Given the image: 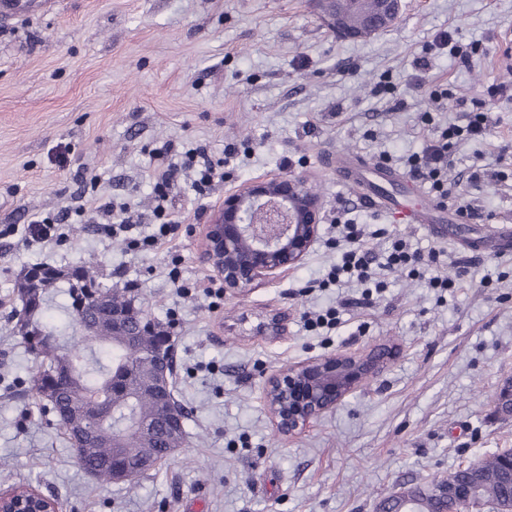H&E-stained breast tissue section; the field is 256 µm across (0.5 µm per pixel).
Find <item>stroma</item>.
Returning a JSON list of instances; mask_svg holds the SVG:
<instances>
[{"label": "stroma", "instance_id": "obj_1", "mask_svg": "<svg viewBox=\"0 0 512 512\" xmlns=\"http://www.w3.org/2000/svg\"><path fill=\"white\" fill-rule=\"evenodd\" d=\"M443 31L482 42L483 53L459 63L433 48ZM508 32L512 0H403L395 23L367 39L338 34L314 0H55L46 14L0 16V226L77 205L90 171L99 195L129 203L146 227L153 148L200 143L218 159L225 145L250 148L225 162L207 197L178 181L179 229L164 249L127 250L95 215L60 245L0 236V489L35 487L59 512H375L396 487L512 448V413L496 402L512 386V252L475 248L512 225V95L487 92L512 78ZM423 55L429 67L416 69ZM384 75L398 101L376 94ZM440 83L454 99H431ZM461 98L482 99L491 127L448 153V183L476 209L470 223L441 238L337 179L336 153L387 154L399 175L387 192L412 206L432 199L405 162L461 118ZM269 174L307 177L321 199L320 237L304 261L224 294L215 309L204 295L178 294L170 254L181 256L183 279L209 276L199 251L211 209ZM342 212L375 253L398 238L440 252L454 288L405 269L368 304L358 283L320 287L338 259ZM40 263L89 265L107 287L134 285L156 321L178 312L173 384L188 437L135 486L85 472L35 403L36 359L10 317L21 275ZM334 308L338 328H307L306 317ZM383 349L380 373L303 432L277 431L263 399L272 374Z\"/></svg>", "mask_w": 512, "mask_h": 512}]
</instances>
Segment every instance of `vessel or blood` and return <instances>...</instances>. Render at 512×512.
Instances as JSON below:
<instances>
[{"label": "vessel or blood", "mask_w": 512, "mask_h": 512, "mask_svg": "<svg viewBox=\"0 0 512 512\" xmlns=\"http://www.w3.org/2000/svg\"><path fill=\"white\" fill-rule=\"evenodd\" d=\"M336 176L346 185L363 188L370 203L390 212L402 223L431 227L436 233L444 235L449 225L463 221L459 213L448 210L440 202L431 200L424 205L411 207L383 193L376 185L377 180L391 182L396 178L395 172L383 164L352 158L337 165Z\"/></svg>", "instance_id": "b4317fda"}]
</instances>
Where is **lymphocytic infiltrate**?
<instances>
[{"label": "lymphocytic infiltrate", "mask_w": 512, "mask_h": 512, "mask_svg": "<svg viewBox=\"0 0 512 512\" xmlns=\"http://www.w3.org/2000/svg\"><path fill=\"white\" fill-rule=\"evenodd\" d=\"M489 134L490 128L485 114L470 113L465 124L448 127L439 139L429 142L422 154L408 158V171L413 177L429 182L431 189L440 198H447L445 167L451 142L484 139ZM153 156L154 166L150 179L153 184V214L157 225L151 234H135L136 224L128 203L117 204L94 195L78 206H68L60 209L56 214L31 221L25 229L26 242L45 243L63 240L66 237L64 226L73 218L88 213H99L107 218L102 226L104 235L111 238L123 237L128 249L133 251L161 249L169 242L176 230L175 224H172L169 218L172 208L171 193L176 177L184 176L189 180L195 194L204 197L208 195L215 181L223 179L224 166L214 162L207 147L202 144L184 149L168 141L156 148ZM338 245L341 250V262L329 270L323 281L324 286L354 280L363 285V294L368 298L383 288V282L378 277L379 269L415 268L423 263L420 253L409 252L405 243L400 241L395 242L391 251L382 259H375L363 237L362 230L349 222L344 225V235L339 239Z\"/></svg>", "instance_id": "obj_1"}]
</instances>
